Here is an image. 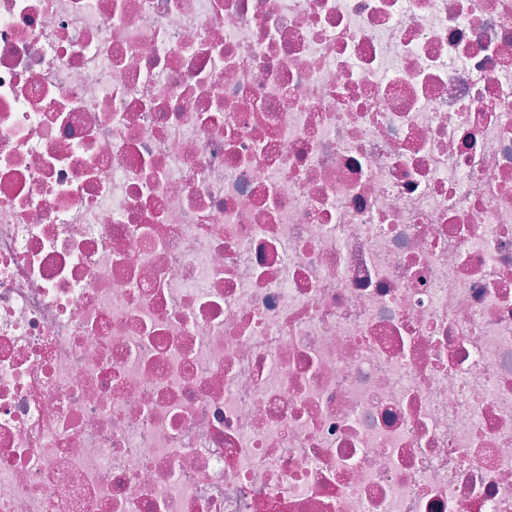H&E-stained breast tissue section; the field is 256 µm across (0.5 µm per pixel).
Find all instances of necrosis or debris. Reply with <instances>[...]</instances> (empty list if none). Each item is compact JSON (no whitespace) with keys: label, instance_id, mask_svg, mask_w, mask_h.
<instances>
[{"label":"necrosis or debris","instance_id":"obj_1","mask_svg":"<svg viewBox=\"0 0 512 512\" xmlns=\"http://www.w3.org/2000/svg\"><path fill=\"white\" fill-rule=\"evenodd\" d=\"M0 512H512V0H0Z\"/></svg>","mask_w":512,"mask_h":512}]
</instances>
